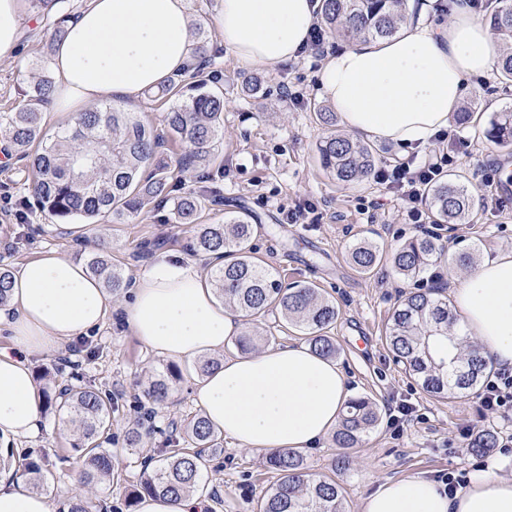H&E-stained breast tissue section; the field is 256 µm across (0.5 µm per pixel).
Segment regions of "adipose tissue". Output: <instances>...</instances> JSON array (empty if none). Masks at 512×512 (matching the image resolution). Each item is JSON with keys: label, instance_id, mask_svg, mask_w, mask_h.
I'll use <instances>...</instances> for the list:
<instances>
[{"label": "adipose tissue", "instance_id": "ef3b65f1", "mask_svg": "<svg viewBox=\"0 0 512 512\" xmlns=\"http://www.w3.org/2000/svg\"><path fill=\"white\" fill-rule=\"evenodd\" d=\"M316 0H219L214 24L242 64L297 59L318 21ZM188 0H87L51 59L50 112L73 121L92 104L135 102L168 79L192 74ZM23 38L22 0H0V61ZM497 48L480 18L455 6L451 21L406 25L400 34L327 55L318 91L355 133L400 146L429 145L448 128L468 78L487 74ZM458 335L474 338L495 366L512 369V251L483 259L454 285ZM112 309L101 281L55 252L20 264L0 330V440L38 437L41 410L29 359L58 351L98 328ZM124 323L152 351L190 360L223 351L242 328L224 309L198 262L162 259L133 284ZM205 418L251 451L321 447L351 396L336 361L288 344L224 359L195 383ZM362 512H512V477L491 465L446 493L425 477L389 479L362 500ZM0 512H51L48 496L11 470L0 471Z\"/></svg>", "mask_w": 512, "mask_h": 512}]
</instances>
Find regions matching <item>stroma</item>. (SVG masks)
Instances as JSON below:
<instances>
[{"label": "stroma", "instance_id": "stroma-1", "mask_svg": "<svg viewBox=\"0 0 512 512\" xmlns=\"http://www.w3.org/2000/svg\"><path fill=\"white\" fill-rule=\"evenodd\" d=\"M189 6L195 24L208 37L211 68L224 89V136L214 166L180 173L158 207L134 218H97L84 237L77 238L60 231L57 218L34 205L26 220H19L25 176L16 160L0 155V264L14 269L50 250L82 263L104 247L113 265L132 279L161 258L193 256L209 267L213 264L209 256L191 253L194 228L178 223L175 201L188 191L207 195L211 204L200 216L204 224H220L246 211L260 220L251 241L254 257L265 261L285 282L316 284L335 299L339 317L330 335L338 350L335 360L347 376L353 397L370 398L383 412L402 402L414 409L398 432L387 418H380L352 450L347 470L332 467L339 453L333 440L303 451L314 478L333 479L341 485L347 512H361L363 497L388 479H433L446 472L466 475L493 463L500 465L501 475L511 477L512 460L506 459L501 444L512 438V417L504 420L483 413L474 394L444 401L429 396L394 360L385 330L402 293L432 287L449 294L452 284L464 276L453 261L455 253L475 248L480 256L489 257L512 250V195L493 189L503 182L504 169L512 163V147H502L484 134L499 112L512 109V82L502 83L495 73L469 80L462 102L478 111L477 122L466 127L450 124L445 138L423 149L427 155L453 151L450 172L478 202L470 222L426 225L424 230L436 236L445 251L420 278H400L386 262L367 274L349 260L354 244L370 241L388 254L419 231L406 222L399 200L385 185L371 178L346 185L322 166L318 145L324 130L313 112L322 102L317 91L321 57L305 54L272 67L241 66L224 49L212 22L217 0H189ZM23 19L26 36L19 62H0V113L22 105L25 90L47 63L49 31L34 0H25ZM291 90L298 92V99L288 98ZM310 202L318 208V222H284L282 209ZM371 202L375 210L364 212V205ZM145 240L156 244L148 255L139 251ZM130 298L127 292L113 297L114 312L101 329L73 341L74 347L100 350L98 359L80 367L86 381L120 397L112 415L113 481L83 482V462L69 445L73 428L54 411L43 412L37 439L11 442L12 447L30 449L40 460L41 490L49 496L53 512H61L73 497L91 501L99 512H131L128 496L140 482L148 449L161 447L172 433L173 422L201 411L192 397L198 376L195 362L154 353L121 324L117 310ZM249 328L260 348L305 340L303 333L274 313L252 319ZM170 366L181 374L173 394L161 403L144 398L151 377ZM476 424L495 431L499 446L493 453L471 452L465 431ZM133 427L142 432L143 447L127 446ZM265 460V453L224 440L201 481L211 512H257V503L272 481Z\"/></svg>", "mask_w": 512, "mask_h": 512}]
</instances>
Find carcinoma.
Masks as SVG:
<instances>
[{
    "mask_svg": "<svg viewBox=\"0 0 512 512\" xmlns=\"http://www.w3.org/2000/svg\"><path fill=\"white\" fill-rule=\"evenodd\" d=\"M36 2L50 19L51 38L46 45L50 49L64 37L71 13L58 9L63 0ZM321 18L329 32L353 41L394 36L406 23L408 13L405 0H323ZM491 23L503 37L498 72L504 81L512 82V7L496 8ZM193 55L202 68L191 75V82L171 83L147 93L149 98H181L166 113L165 137L138 113L109 105L80 113L54 139L44 140L41 114L53 88V78L46 73L26 92L25 104L13 112L0 113V141L22 162L23 169L33 172L27 190L41 210L62 220H91L106 214L132 217L157 205L167 198L173 178L171 164L160 153L167 137L188 148L177 159V167L210 161L223 139L224 93L203 71L211 64V55L202 32L193 44ZM487 135L499 144L512 145V111L499 113ZM319 152L324 168L344 183L368 177L374 166L373 145L334 131L323 137ZM429 199L440 223L462 224L475 207L472 195L452 177L431 187ZM202 204L200 195L189 192L174 204V211L180 223L196 225L193 251L224 258V264L210 269L224 306L246 318L276 311L301 329L316 353L336 355V345L327 336L339 315L336 303L312 284H283L269 268L255 261L250 247L255 227L247 218L234 216L222 224L198 223ZM442 249L433 237L421 235L401 246L390 262L398 276L413 279ZM350 256L365 273L373 271L382 259L379 248L370 243L355 245ZM87 266L112 294L120 295L129 288L130 280L112 268L107 255H89ZM456 321L447 299L420 289L406 294L389 319L386 342L393 358L423 391L437 398L479 391L490 370L488 359L474 342L457 347L456 364L450 370L437 360L430 341L448 336ZM71 379L72 383L61 386L54 395H45L43 406L70 418L76 427L78 436L71 449L84 458L86 482L107 481L114 468L113 456L99 439L112 425L115 400L112 394L83 383L78 375ZM176 380L178 373L167 369L151 382L146 396L154 402L168 399ZM379 419L375 402L367 398L349 402L334 433V442L342 449L335 460L337 467L350 466V450L361 444ZM179 436L180 440L169 439L168 447L156 448L145 457L144 466L151 471L141 480L128 506H134L144 495L178 497L200 487L202 472L211 459L209 451L222 447L224 439L202 415L186 420ZM181 441L188 447H179ZM495 443V432L486 429L469 447L482 453ZM267 464L274 481L261 499L259 512H344L340 487L334 481L312 478L299 453L271 451Z\"/></svg>",
    "mask_w": 512,
    "mask_h": 512,
    "instance_id": "cac0c4a2",
    "label": "carcinoma"
}]
</instances>
